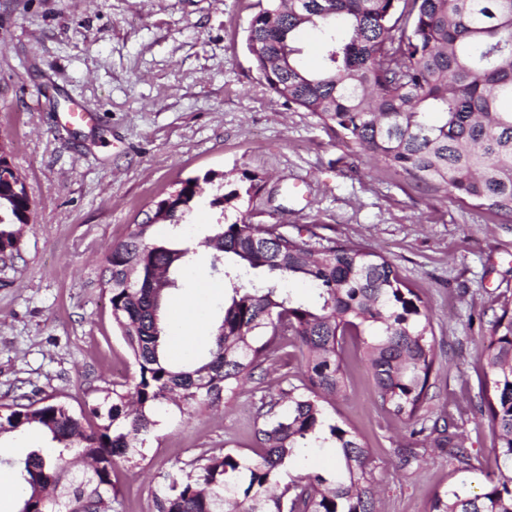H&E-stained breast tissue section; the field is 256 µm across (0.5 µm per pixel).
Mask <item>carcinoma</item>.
Wrapping results in <instances>:
<instances>
[{"label":"carcinoma","mask_w":512,"mask_h":512,"mask_svg":"<svg viewBox=\"0 0 512 512\" xmlns=\"http://www.w3.org/2000/svg\"><path fill=\"white\" fill-rule=\"evenodd\" d=\"M307 28L322 35L315 70L295 46ZM246 48L270 91L382 167L512 219V109H501L512 102V0H257ZM243 179L211 205L237 209L262 189L258 176ZM200 191L198 179L184 181L105 256L102 284L135 376L78 411L26 395L0 404V436L39 430L51 443L7 461L23 489L18 512H120L116 460L145 459L165 407L190 415L227 402L241 382L268 374L290 343L301 352L302 379L284 374L258 399V458L226 448L173 461L153 492L154 512H377L370 448L326 423V406L347 392L353 355L366 363L379 406L411 427L398 449L405 462L418 458V436L428 431L433 447L453 449L458 470H476L453 419L426 426L436 361L427 303L393 263L360 245L316 246L246 215L217 225L206 241L225 283L213 343L183 361L167 354L175 325L163 309L193 252L154 227L183 228ZM29 209L19 179L0 182V253L17 248L12 225L27 223ZM292 282L313 286L315 301L296 300ZM480 360L486 380L473 415L487 419L503 468L479 493L465 478L450 483L429 512H512L511 307L491 321ZM327 442L336 470L280 483L303 449Z\"/></svg>","instance_id":"obj_1"}]
</instances>
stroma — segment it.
<instances>
[{"label": "stroma", "instance_id": "1", "mask_svg": "<svg viewBox=\"0 0 512 512\" xmlns=\"http://www.w3.org/2000/svg\"><path fill=\"white\" fill-rule=\"evenodd\" d=\"M257 0H0V145L24 182L30 222L17 251L0 257V403L20 393L72 407L111 387L114 367L136 366L101 286L104 256L181 181L215 173L188 217L186 237L203 245L235 210L213 195L257 174L263 188L252 223L284 224L352 242L390 260L420 288L432 315L438 361L429 418L450 416L485 475L497 473L493 435L471 400L484 379L478 357L489 323L512 304V222L386 170L336 138L310 113L287 107L257 74L246 28ZM86 119L74 122L73 113ZM224 282L189 280L164 307L202 330L206 350ZM297 348L279 352L263 383L249 382L219 408L161 417L142 468L118 462L124 512H152V495L174 460L222 447L252 454L255 403L279 374L299 378ZM330 421L370 448L379 512H428L454 479L444 448H419L405 463L408 431L376 404L365 364Z\"/></svg>", "mask_w": 512, "mask_h": 512}]
</instances>
